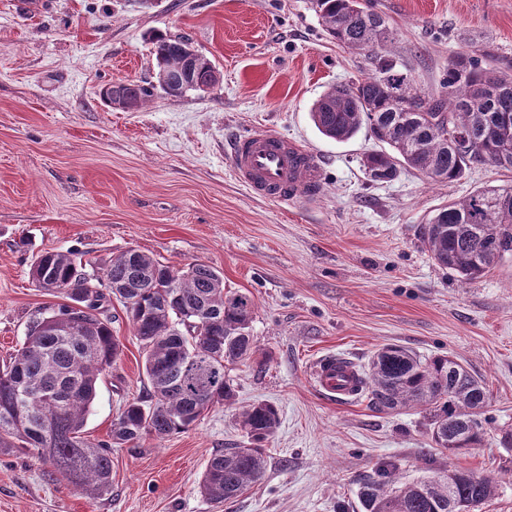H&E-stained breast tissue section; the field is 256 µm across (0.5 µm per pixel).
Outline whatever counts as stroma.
I'll list each match as a JSON object with an SVG mask.
<instances>
[{"instance_id":"35a3bbf8","label":"stroma","mask_w":512,"mask_h":512,"mask_svg":"<svg viewBox=\"0 0 512 512\" xmlns=\"http://www.w3.org/2000/svg\"><path fill=\"white\" fill-rule=\"evenodd\" d=\"M388 18V49L415 84L438 89L448 60L482 49L512 62V0H370ZM187 36L219 83L135 112L106 106L110 81H154L149 35ZM367 71L366 54L325 33L314 0H0V360L35 310L58 299L28 274L46 250L81 253L88 273L136 249L166 265L203 263L251 296L258 352L230 373L231 406L188 431L112 448V491L93 499L24 451L0 453V512H361L357 491L382 462L401 480L427 475L428 422L417 408L378 412L365 398L320 393V357L358 370L387 345L447 355L484 380L490 439L437 465L496 478L476 512H512V259L463 282L419 240L435 209L512 172L478 165L451 183L401 170L370 181L369 129L337 143L313 125L329 88ZM273 131L317 154L323 189L310 206L253 196L228 141ZM123 354L98 386L85 437L105 442L120 406L145 394L142 353L120 301L108 305ZM266 402L279 426L261 484L232 503L199 492L207 461L245 439L240 411Z\"/></svg>"}]
</instances>
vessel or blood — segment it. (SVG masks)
<instances>
[{
    "instance_id": "vessel-or-blood-1",
    "label": "vessel or blood",
    "mask_w": 512,
    "mask_h": 512,
    "mask_svg": "<svg viewBox=\"0 0 512 512\" xmlns=\"http://www.w3.org/2000/svg\"><path fill=\"white\" fill-rule=\"evenodd\" d=\"M227 153L240 182L257 197L312 204L322 186V170L316 156L300 143L276 132L233 137ZM315 386L335 397L352 396L359 374L347 358L329 355L312 368Z\"/></svg>"
}]
</instances>
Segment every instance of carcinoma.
<instances>
[{
    "instance_id": "cac0c4a2",
    "label": "carcinoma",
    "mask_w": 512,
    "mask_h": 512,
    "mask_svg": "<svg viewBox=\"0 0 512 512\" xmlns=\"http://www.w3.org/2000/svg\"><path fill=\"white\" fill-rule=\"evenodd\" d=\"M328 36L349 49L368 51L369 72L331 87L311 117L325 137L343 142L367 127L384 145L364 153L365 173L376 182L394 180L411 168L433 183L453 182L474 165L512 171V67L493 68L487 53L463 51L448 61L440 90L416 87L403 64L384 52L393 39L386 18L362 0H315ZM157 68L176 78L188 51L185 37L150 36ZM154 86L130 84L129 107L139 110ZM512 188L477 190L435 210L421 228V242L435 264L472 282L512 257V205L499 199ZM29 276L38 288L65 302L35 314L22 347L0 365V452L22 449L83 494L112 491V445L139 446L192 428L216 405L235 403L230 367L257 353L254 302L224 288V275L206 264L164 265L130 249L89 274L82 258L67 250L43 252ZM124 306L143 352L149 388L127 400L112 422L111 442L83 436L86 416L101 377L122 354L112 335L106 304ZM356 396L379 411L420 407L431 440L455 454L485 445L487 418L469 409L488 406L484 381L447 355L421 359L401 346H384L361 374ZM276 408L253 404L239 414L247 443L212 456L199 489L214 504L230 502L261 483L264 443L278 426ZM496 481L451 477L446 469L410 482L386 464L359 483L361 512H460L490 499Z\"/></svg>"
}]
</instances>
